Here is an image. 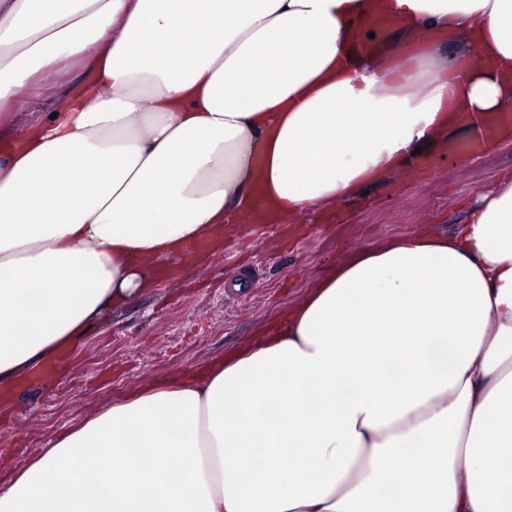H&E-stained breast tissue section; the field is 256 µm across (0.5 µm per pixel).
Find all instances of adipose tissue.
I'll return each instance as SVG.
<instances>
[{
    "mask_svg": "<svg viewBox=\"0 0 512 512\" xmlns=\"http://www.w3.org/2000/svg\"><path fill=\"white\" fill-rule=\"evenodd\" d=\"M371 18L409 47L364 49ZM508 110L512 0H0V383L242 214H315ZM0 512H512V176L53 437Z\"/></svg>",
    "mask_w": 512,
    "mask_h": 512,
    "instance_id": "obj_1",
    "label": "adipose tissue"
}]
</instances>
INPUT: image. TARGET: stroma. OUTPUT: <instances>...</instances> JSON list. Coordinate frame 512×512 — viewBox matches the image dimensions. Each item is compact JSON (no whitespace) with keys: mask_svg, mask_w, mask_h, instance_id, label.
<instances>
[{"mask_svg":"<svg viewBox=\"0 0 512 512\" xmlns=\"http://www.w3.org/2000/svg\"><path fill=\"white\" fill-rule=\"evenodd\" d=\"M467 140L450 136L431 157L376 179L350 200L296 217L282 232L246 224L198 266L175 267L106 312L50 376L10 387L0 405V471L24 467L53 436L143 384L223 358L359 250L420 229L452 232L496 176L512 173V135L476 157L449 152V144ZM243 271L248 290L226 291L225 282Z\"/></svg>","mask_w":512,"mask_h":512,"instance_id":"stroma-1","label":"stroma"}]
</instances>
